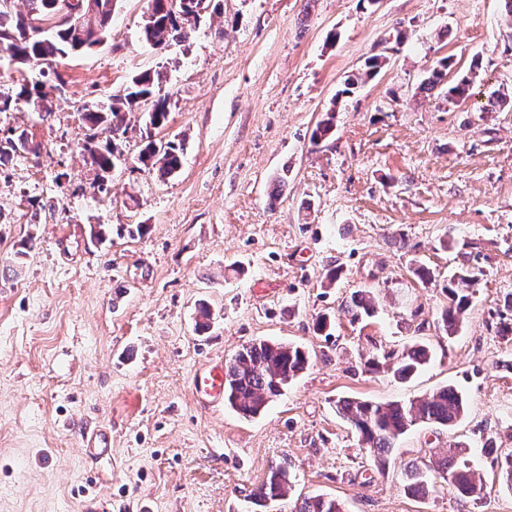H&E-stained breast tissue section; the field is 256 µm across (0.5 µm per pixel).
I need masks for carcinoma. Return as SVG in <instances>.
Masks as SVG:
<instances>
[{"mask_svg":"<svg viewBox=\"0 0 512 512\" xmlns=\"http://www.w3.org/2000/svg\"><path fill=\"white\" fill-rule=\"evenodd\" d=\"M186 3L194 0H147L146 14L140 28V40L150 46L158 47L170 42H185L197 23L177 15L174 2ZM27 12L10 8L5 15H0V29L9 28L13 39L0 44V49L13 56L24 59L46 60L54 62L71 52L75 43L87 41L98 42V37L108 34L107 26L112 18V10L95 12L84 11L79 15V27L73 31H61L50 28L38 41L27 37V28L33 20H44L51 13L55 0H26ZM452 61L443 57L437 61L429 76L422 82V87L432 90L445 85L448 69ZM382 67L378 55L368 58L365 69L348 79L343 93L351 92L358 84L372 79ZM156 81L149 72L134 76L118 92L110 96L108 108L104 112H84L82 119L88 123L93 134L85 149L90 152L92 162L103 172L114 167L115 148L111 141L94 148L91 141L100 133L116 138L126 133V113L143 102L150 103L147 112L142 114L145 126L158 129L168 120V99L155 94ZM471 79L460 78L448 87V101L464 102L469 97ZM335 111L326 112L325 117L317 123L312 131L311 140L318 143L328 138L334 131ZM181 146L175 142L157 144L151 136L139 151L138 161L148 171H155L166 177L174 174L180 167ZM481 270L467 267L454 273L442 286L448 298L441 322L448 335L456 334L464 324L465 314L471 306ZM344 312L353 318L363 315L371 316L375 307L371 291L361 290L352 298V304ZM430 360L429 351L422 345H415L402 351L394 362V373L406 378ZM309 358L300 347L267 340L255 341L242 346L224 366L226 386L224 401L241 417L251 419L259 415L274 398L282 395V390L306 370ZM338 414L358 435L359 444L365 448L375 463L380 464L393 447L395 440L405 434L411 427L419 424H433L448 427L460 420L467 410L465 396L455 387L449 385L434 392L418 402L377 404L366 400L343 398L337 401ZM434 471L442 474L461 496L469 497L482 489V480L470 466L468 460L460 455L458 447L448 448V455L432 465ZM291 474L288 464L284 463L270 471L266 480L252 494V500L272 502L285 496L290 484ZM405 489L414 496L422 497L428 485L426 472L420 465L412 463L404 472ZM298 512H343L341 504L333 498L312 496L303 499Z\"/></svg>","mask_w":512,"mask_h":512,"instance_id":"obj_1","label":"carcinoma"}]
</instances>
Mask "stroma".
<instances>
[{"label":"stroma","mask_w":512,"mask_h":512,"mask_svg":"<svg viewBox=\"0 0 512 512\" xmlns=\"http://www.w3.org/2000/svg\"><path fill=\"white\" fill-rule=\"evenodd\" d=\"M145 10L115 0L107 38L52 69L17 71L0 50V96L13 99L0 139L31 143L0 167V512H80L94 496L112 512H295L315 495L345 512H512L481 451L489 439L512 452V105L488 104L512 81L502 0H219L187 42L161 48L139 39ZM375 54L379 73L344 93ZM446 56L449 81L472 78L465 103L420 88ZM146 70L170 102L154 138L181 143L182 166L138 169L136 110L98 191L81 115ZM26 80L46 111L17 99ZM330 109L334 134L312 145ZM473 264L472 304L447 335L443 282ZM364 288L376 311L355 321L344 308ZM262 339L301 347L309 367L255 418L201 409L195 370ZM416 343L431 359L408 380L366 365ZM448 385L467 399L462 419L411 428L380 467L336 411L344 397L410 402ZM94 425L112 431L111 469L82 452ZM454 444L481 495L433 471L427 496L408 494L405 465ZM283 462L291 489L254 505Z\"/></svg>","instance_id":"obj_1"}]
</instances>
